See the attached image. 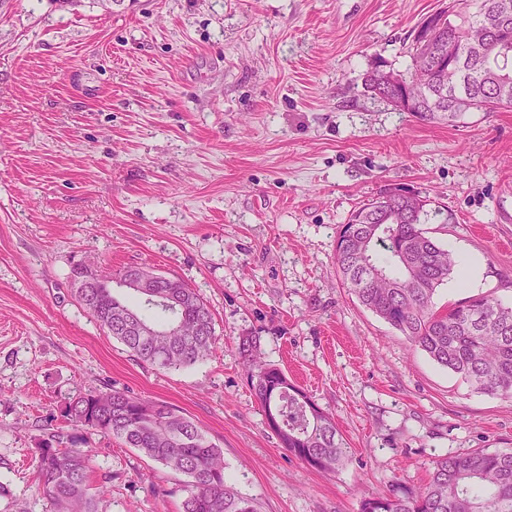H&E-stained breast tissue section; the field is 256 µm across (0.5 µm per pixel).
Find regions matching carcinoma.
I'll return each mask as SVG.
<instances>
[{
  "label": "carcinoma",
  "mask_w": 512,
  "mask_h": 512,
  "mask_svg": "<svg viewBox=\"0 0 512 512\" xmlns=\"http://www.w3.org/2000/svg\"><path fill=\"white\" fill-rule=\"evenodd\" d=\"M439 25L428 37L421 20L409 36L407 94L424 116L447 112L512 109V0H449L428 15ZM454 45L463 66L438 70L437 53ZM385 61H372L365 88L389 102L399 88L381 82ZM440 212L423 197L393 195L372 199L349 215L336 238L335 262L343 285L359 303L405 336L439 366L475 389L512 398V307L478 296L437 306L438 287L455 272L449 251L423 225ZM144 271L128 266L104 275L77 262L69 278L112 279ZM160 304L128 302L102 288H80V305L123 343L138 360L179 369L203 358L216 341L211 310L184 281L154 282ZM134 314L153 330L145 336L129 328ZM237 349L250 373L254 395L282 447L307 466L324 472L341 467L347 452L328 413L302 390L279 391L282 370L262 361L257 339L243 336ZM70 434L51 433L35 448L36 488L50 512H99L112 487H91V455L81 448L78 429L121 440L163 467L190 478L181 512H258L254 499L227 484L222 452L201 429L163 401L125 392L79 391L59 409ZM360 512H512V452L482 448L466 455H442L432 462L428 482L412 490L396 479L387 492L363 499Z\"/></svg>",
  "instance_id": "obj_1"
}]
</instances>
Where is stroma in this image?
<instances>
[{"mask_svg": "<svg viewBox=\"0 0 512 512\" xmlns=\"http://www.w3.org/2000/svg\"><path fill=\"white\" fill-rule=\"evenodd\" d=\"M444 0H0V512H48L37 438L75 390L168 402L261 512H360L440 455L512 449V399L475 390L362 307L336 232L386 188L448 217L435 296L512 304V110L455 121L364 89ZM183 280L215 317L206 358L137 360L76 301L72 263ZM478 277L463 282L468 262ZM256 337L332 414L349 462L321 473L269 428L237 350ZM99 512H179L185 476L83 431Z\"/></svg>", "mask_w": 512, "mask_h": 512, "instance_id": "obj_1", "label": "stroma"}]
</instances>
